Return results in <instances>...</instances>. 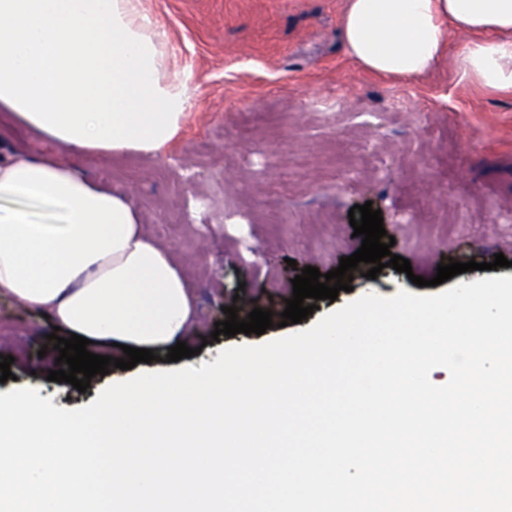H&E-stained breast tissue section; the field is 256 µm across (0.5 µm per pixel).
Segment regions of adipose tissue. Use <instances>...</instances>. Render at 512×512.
<instances>
[{
    "label": "adipose tissue",
    "instance_id": "ef3b65f1",
    "mask_svg": "<svg viewBox=\"0 0 512 512\" xmlns=\"http://www.w3.org/2000/svg\"><path fill=\"white\" fill-rule=\"evenodd\" d=\"M465 35L463 75L512 90V0H345L351 61L414 79ZM143 0H0V112L65 150L151 156L180 135L190 93ZM52 206L49 224L28 208ZM99 346L163 351L196 323L172 251L122 192L56 157L0 155V295Z\"/></svg>",
    "mask_w": 512,
    "mask_h": 512
}]
</instances>
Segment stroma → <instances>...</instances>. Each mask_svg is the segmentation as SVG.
Here are the masks:
<instances>
[{
	"label": "stroma",
	"instance_id": "stroma-1",
	"mask_svg": "<svg viewBox=\"0 0 512 512\" xmlns=\"http://www.w3.org/2000/svg\"><path fill=\"white\" fill-rule=\"evenodd\" d=\"M167 33L172 67L190 107L180 137L153 156H74L0 112L6 149L61 158L122 191L148 232L182 263L199 313L189 342L194 363L221 350L259 345L311 327L324 314L374 292L436 294L439 263L479 262L462 280L512 276V92L462 75L464 35L450 33L440 62L417 79L360 70L339 32L344 0H143ZM371 204L394 236L392 254L411 274L353 269L351 291L319 301L301 325L281 326L299 269H336L361 246L349 211ZM507 266L483 270L495 254ZM426 286L412 283V276ZM239 319L272 311L273 328L212 340L225 308ZM51 318L0 296V354L13 356L0 393L31 386L59 404L92 403L86 392L48 380L59 353Z\"/></svg>",
	"mask_w": 512,
	"mask_h": 512
}]
</instances>
